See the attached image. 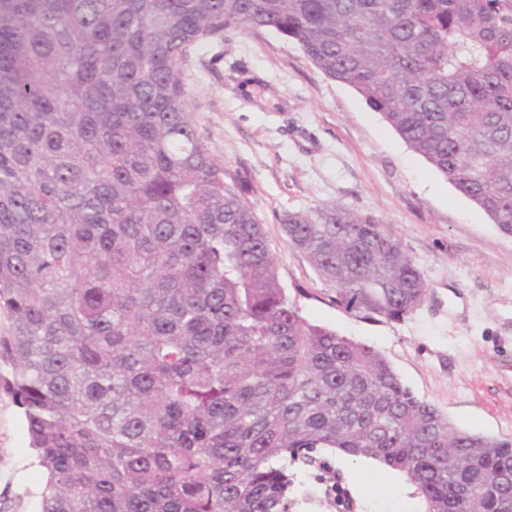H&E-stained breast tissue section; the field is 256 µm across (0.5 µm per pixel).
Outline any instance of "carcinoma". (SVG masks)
I'll return each mask as SVG.
<instances>
[{"label":"carcinoma","instance_id":"carcinoma-1","mask_svg":"<svg viewBox=\"0 0 512 512\" xmlns=\"http://www.w3.org/2000/svg\"><path fill=\"white\" fill-rule=\"evenodd\" d=\"M229 29L296 42L512 236V0H0V387L38 512H291L325 448L401 473L424 512H512V439L454 427L282 286L182 78ZM281 224L344 311L426 301L375 216Z\"/></svg>","mask_w":512,"mask_h":512}]
</instances>
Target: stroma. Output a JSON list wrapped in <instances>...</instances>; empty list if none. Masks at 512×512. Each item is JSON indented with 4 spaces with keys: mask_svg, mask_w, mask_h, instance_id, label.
I'll return each instance as SVG.
<instances>
[{
    "mask_svg": "<svg viewBox=\"0 0 512 512\" xmlns=\"http://www.w3.org/2000/svg\"><path fill=\"white\" fill-rule=\"evenodd\" d=\"M184 79L198 135L225 168L247 171L279 280L303 316L375 348L456 428L512 438V236L293 41L228 30L190 50ZM326 203L393 229L428 284L419 309L378 321L333 302L280 224L286 212ZM324 459L327 470H298L292 512H343L330 471L368 512H422L401 473L337 453ZM43 482L21 410L0 389V512H37Z\"/></svg>",
    "mask_w": 512,
    "mask_h": 512,
    "instance_id": "obj_1",
    "label": "stroma"
}]
</instances>
